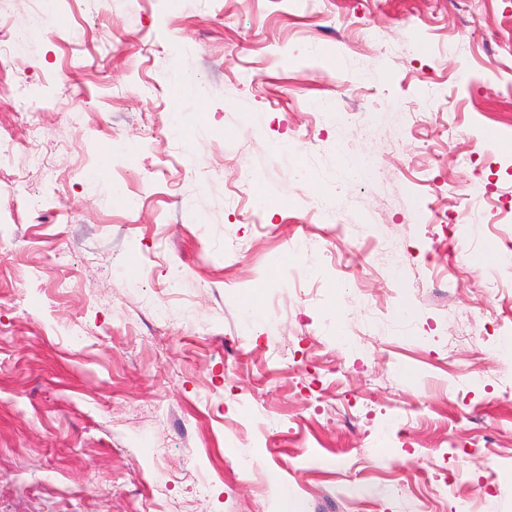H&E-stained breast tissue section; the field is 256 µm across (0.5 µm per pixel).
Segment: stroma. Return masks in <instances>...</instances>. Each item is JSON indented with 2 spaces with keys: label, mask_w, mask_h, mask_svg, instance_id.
Here are the masks:
<instances>
[{
  "label": "stroma",
  "mask_w": 512,
  "mask_h": 512,
  "mask_svg": "<svg viewBox=\"0 0 512 512\" xmlns=\"http://www.w3.org/2000/svg\"><path fill=\"white\" fill-rule=\"evenodd\" d=\"M0 10V512H512V0Z\"/></svg>",
  "instance_id": "obj_1"
}]
</instances>
